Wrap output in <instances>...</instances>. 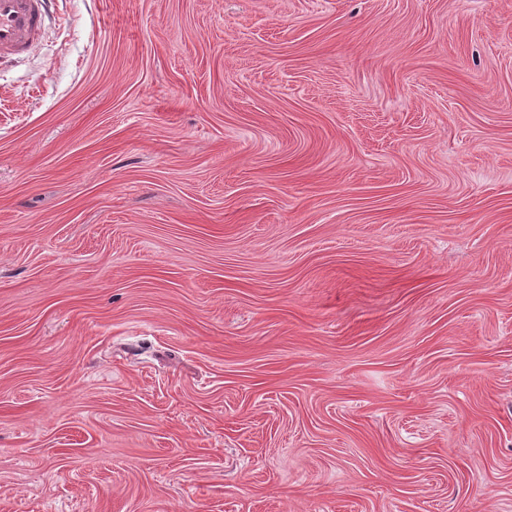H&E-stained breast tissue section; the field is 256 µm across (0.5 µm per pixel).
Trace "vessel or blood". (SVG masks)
<instances>
[{
    "mask_svg": "<svg viewBox=\"0 0 512 512\" xmlns=\"http://www.w3.org/2000/svg\"><path fill=\"white\" fill-rule=\"evenodd\" d=\"M49 0H0V60L30 53L38 44Z\"/></svg>",
    "mask_w": 512,
    "mask_h": 512,
    "instance_id": "vessel-or-blood-1",
    "label": "vessel or blood"
}]
</instances>
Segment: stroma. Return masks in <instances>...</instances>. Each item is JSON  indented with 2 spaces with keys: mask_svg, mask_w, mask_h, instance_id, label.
I'll return each mask as SVG.
<instances>
[{
  "mask_svg": "<svg viewBox=\"0 0 512 512\" xmlns=\"http://www.w3.org/2000/svg\"><path fill=\"white\" fill-rule=\"evenodd\" d=\"M0 512H512V0H55Z\"/></svg>",
  "mask_w": 512,
  "mask_h": 512,
  "instance_id": "stroma-1",
  "label": "stroma"
}]
</instances>
